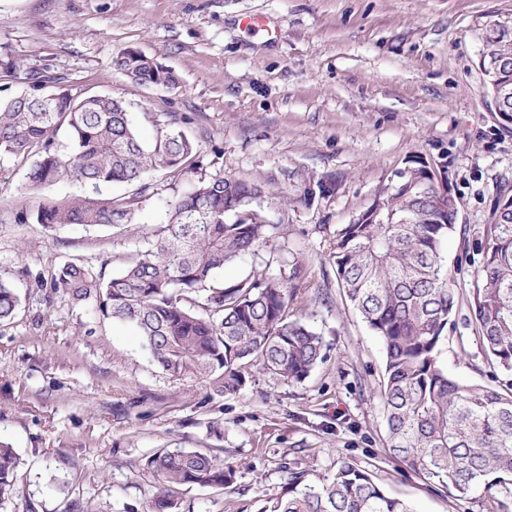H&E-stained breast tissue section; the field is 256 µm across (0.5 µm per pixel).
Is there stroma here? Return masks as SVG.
Returning <instances> with one entry per match:
<instances>
[{"label":"stroma","instance_id":"1","mask_svg":"<svg viewBox=\"0 0 512 512\" xmlns=\"http://www.w3.org/2000/svg\"><path fill=\"white\" fill-rule=\"evenodd\" d=\"M245 15L267 30L241 28ZM493 17L512 18V0H0V61L17 67L9 93L47 68L72 92L122 101L145 142L183 130L199 160L193 176L151 173L135 223L51 235L16 214L85 186L36 193L26 163L0 159V281L19 297L0 325V439L20 458L7 512H142L157 483L146 460L161 448L211 451L236 467L223 489L173 486L175 512H259L287 492L289 472L315 483L345 461L416 512H488L481 495L453 496L388 453L383 346L346 302L330 244L398 172L444 165L458 218L442 256L459 305L439 364L473 385L512 384L469 322L485 231L512 191V127L497 123L478 67ZM127 48L171 69L178 86L128 80L114 65ZM198 176L261 186L253 207L271 238L217 280L255 267L287 280L291 318L324 343L304 381L253 366L244 389L214 393L153 363L131 326L51 290L70 261L118 273Z\"/></svg>","mask_w":512,"mask_h":512}]
</instances>
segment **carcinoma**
I'll return each instance as SVG.
<instances>
[{"label":"carcinoma","mask_w":512,"mask_h":512,"mask_svg":"<svg viewBox=\"0 0 512 512\" xmlns=\"http://www.w3.org/2000/svg\"><path fill=\"white\" fill-rule=\"evenodd\" d=\"M116 67L131 81L174 86L175 73L127 48ZM30 90L0 99V158L31 161L30 190L62 181L93 191L63 204L41 205L18 217L55 232L69 225L135 223L140 195L104 197L100 187L140 184L148 173L179 177L195 172L198 149L184 131L170 129L144 145L122 102L103 95L75 97L32 71ZM68 138L58 141L60 131ZM261 187L232 177L199 178L169 201L167 220L153 230L151 247L115 276L81 262L64 264L51 288L75 303L93 301L106 317L136 329L152 360L173 377H196L217 393L248 382L246 367L287 382L305 380L321 358V336L288 316V284L259 268L244 279L214 285L217 273L266 244L271 227L250 208ZM457 200L443 193L423 160L402 172L357 219L336 230L331 245L339 287L384 347L380 389L391 454L429 484L465 497L481 493L501 512L499 490L512 487V385L479 387L440 367L443 333L456 307L442 245L455 229ZM470 296L471 323L486 358L512 371V203H498L481 249ZM203 293L201 315L194 295ZM19 300L0 282V323ZM18 457L0 441V505L15 495ZM157 477L144 512H172V485L225 488L235 466L198 450L162 449L147 459ZM290 476L288 494L262 512H412L389 496L372 474L345 462L319 484Z\"/></svg>","instance_id":"carcinoma-1"}]
</instances>
